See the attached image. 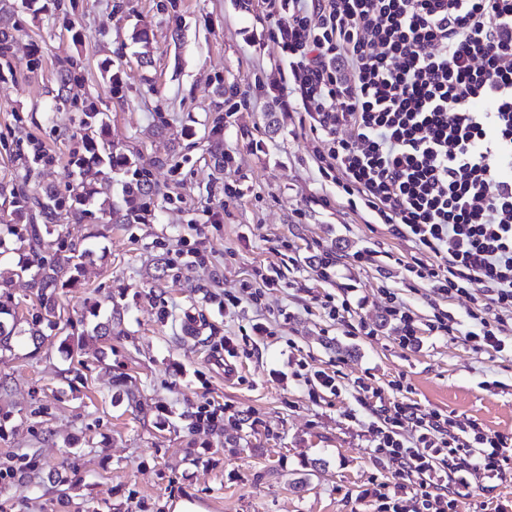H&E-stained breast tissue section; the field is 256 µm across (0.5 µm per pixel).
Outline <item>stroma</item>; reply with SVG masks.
Here are the masks:
<instances>
[{"instance_id":"obj_1","label":"stroma","mask_w":512,"mask_h":512,"mask_svg":"<svg viewBox=\"0 0 512 512\" xmlns=\"http://www.w3.org/2000/svg\"><path fill=\"white\" fill-rule=\"evenodd\" d=\"M8 0L10 50L0 59V183L24 170L10 147L31 139L50 160L35 180L65 190L73 180L69 150L83 130L78 115L56 108L57 71L72 64L70 97L90 99L102 114L101 140L148 165L158 189L146 223L113 225L93 238L103 206L124 205L127 171L95 176L94 203L82 223L59 225L95 257L79 281L57 291L76 330L89 304L111 317V336L86 346L79 360L45 330L41 346L16 337L0 353V408L12 421L0 435V512H415L418 482L379 459L373 419L356 380L384 402L437 411L460 426L478 423L512 437V353L473 349L462 335L424 336L401 348L380 307L391 288L421 320L434 309L423 283L403 263L409 243L337 198L310 156L303 115L288 112L272 88L287 85L281 49L263 21V0ZM147 30L149 45L135 39ZM121 77L113 91L112 74ZM261 85L265 96L229 113L227 92ZM221 124L220 143L210 131ZM232 163H225V156ZM238 194L224 195L225 184ZM0 196V271L19 316L31 308L26 254ZM383 251L380 266L352 263L356 251ZM196 249L202 264L184 265ZM336 251L326 279L309 256ZM299 262H292V255ZM273 283L263 302L276 314L272 336L257 339V318L242 296L254 271ZM356 288L350 322L333 320L321 298ZM288 311L281 319L279 311ZM204 317L187 337L186 314ZM366 322L375 336L354 333ZM236 351L226 355L225 337ZM236 371L225 377L224 362ZM74 371L73 382L61 372ZM334 374L335 390L307 385L304 373ZM133 379L142 402L114 396ZM225 409L218 429L193 424L198 407ZM36 456L37 478L20 472L23 452ZM61 481H54V474ZM306 480L295 492V480ZM452 512H496L512 503V481L486 490L475 479L449 480Z\"/></svg>"}]
</instances>
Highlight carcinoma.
Returning <instances> with one entry per match:
<instances>
[{
  "label": "carcinoma",
  "instance_id": "1",
  "mask_svg": "<svg viewBox=\"0 0 512 512\" xmlns=\"http://www.w3.org/2000/svg\"><path fill=\"white\" fill-rule=\"evenodd\" d=\"M71 80L72 70L62 67L58 75L56 100H69L67 91ZM80 111V125L84 135L71 151V165L81 173L92 168L111 171L118 167H131L132 161L122 149L112 145L103 150L99 149L95 127L102 122V117L96 103L85 100ZM31 181L32 170L29 169L21 182L9 186L0 185V194L7 192L12 198L13 215L16 219L13 234L16 242L30 256V261L21 266L20 272L29 274L30 288L38 301V306L23 320L18 319L16 309L0 303L1 352L12 350V341L16 334L30 336L36 345L43 336V328L72 324L71 318L64 316V312L58 307L56 291L78 282L91 256V252L86 249L79 251L72 246L65 247L62 242L56 243L52 236L57 231L58 223L83 219L84 210L80 205L94 196L93 191L80 182L71 187L66 195L52 188L39 190ZM155 193L149 170L143 166L135 169L134 178L125 185V207L110 209V223H140ZM22 321L26 328L19 330L17 326Z\"/></svg>",
  "mask_w": 512,
  "mask_h": 512
}]
</instances>
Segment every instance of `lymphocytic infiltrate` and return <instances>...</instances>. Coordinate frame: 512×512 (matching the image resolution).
Instances as JSON below:
<instances>
[{
    "instance_id": "1",
    "label": "lymphocytic infiltrate",
    "mask_w": 512,
    "mask_h": 512,
    "mask_svg": "<svg viewBox=\"0 0 512 512\" xmlns=\"http://www.w3.org/2000/svg\"><path fill=\"white\" fill-rule=\"evenodd\" d=\"M266 17L289 74L282 104L307 115L319 174L412 243L405 269L430 296L480 290L465 334L474 349L512 350L489 320L512 312V0H267ZM381 298L403 348L457 333L447 310L423 324L395 291ZM452 428L397 402L369 426L426 501L443 475L512 471L511 438Z\"/></svg>"
}]
</instances>
